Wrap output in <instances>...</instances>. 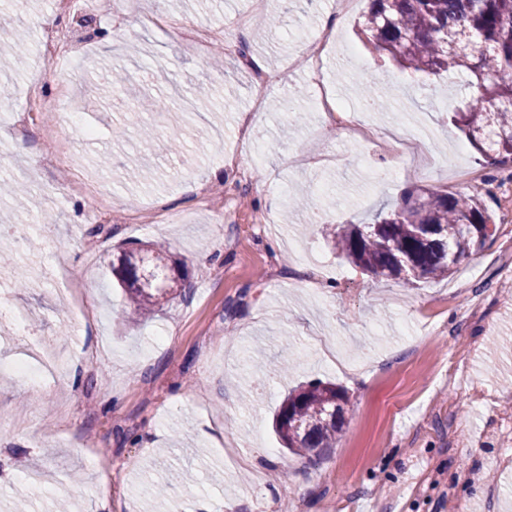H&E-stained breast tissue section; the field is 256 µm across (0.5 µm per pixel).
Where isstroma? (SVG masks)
Instances as JSON below:
<instances>
[{"mask_svg":"<svg viewBox=\"0 0 512 512\" xmlns=\"http://www.w3.org/2000/svg\"><path fill=\"white\" fill-rule=\"evenodd\" d=\"M366 8L91 0L64 16L53 0H0L31 43L0 69V174L56 217L30 223L0 198V243L29 277L19 291L0 272V365L31 347L59 358L35 391L0 372V512L21 498L27 512L66 498L73 512H512V447L497 440L512 412V204L497 182L512 162L478 161L452 122L468 93L456 76L402 73L365 44ZM273 13L260 32L255 18ZM62 26L73 65L43 54L42 29ZM331 26L320 91L308 40ZM116 69L127 78L113 88ZM37 71L44 97L71 89L72 113L26 111ZM174 84L213 109L184 111ZM362 84L390 98L368 115L390 156L324 118L321 95L356 109ZM159 99L163 115L143 110ZM383 165L395 173L374 184ZM454 171L486 190L496 229L449 276L374 278L334 250L325 225L370 223L407 188L455 191ZM301 188L315 214L289 212ZM135 240L168 242L187 268L138 323L112 273ZM317 380L346 390L344 424L334 447L299 457L273 418ZM475 384L489 403L471 402Z\"/></svg>","mask_w":512,"mask_h":512,"instance_id":"obj_1","label":"stroma"}]
</instances>
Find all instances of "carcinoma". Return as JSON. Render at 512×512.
Listing matches in <instances>:
<instances>
[{"instance_id": "obj_1", "label": "carcinoma", "mask_w": 512, "mask_h": 512, "mask_svg": "<svg viewBox=\"0 0 512 512\" xmlns=\"http://www.w3.org/2000/svg\"><path fill=\"white\" fill-rule=\"evenodd\" d=\"M361 32L403 70L464 75L478 95L452 121L481 155L512 161V0H368ZM492 224L480 192L409 188L375 223L342 225L332 236L340 254L363 271L412 283L447 275L483 247ZM140 251H126L116 272L132 318L152 313L174 292L136 286ZM345 402L343 389L320 381L289 393L275 420L284 447L294 454L333 447Z\"/></svg>"}]
</instances>
